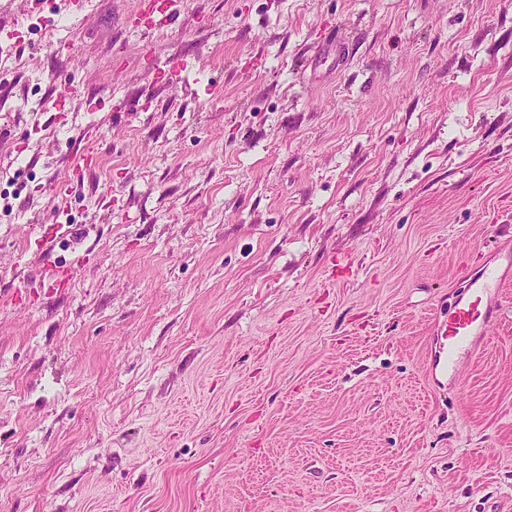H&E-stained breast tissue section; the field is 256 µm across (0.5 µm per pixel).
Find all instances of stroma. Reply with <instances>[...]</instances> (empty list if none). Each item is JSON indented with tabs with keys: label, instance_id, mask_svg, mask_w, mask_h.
Wrapping results in <instances>:
<instances>
[{
	"label": "stroma",
	"instance_id": "1",
	"mask_svg": "<svg viewBox=\"0 0 512 512\" xmlns=\"http://www.w3.org/2000/svg\"><path fill=\"white\" fill-rule=\"evenodd\" d=\"M80 2L0 15V512H512V282L425 370L512 248V0ZM139 18L148 17L147 28L150 31L163 30L171 27L177 17V10L172 7L173 1L147 0L141 2ZM461 279L462 290L452 296L448 319L438 322L431 358L432 371L446 373L453 381L460 377L462 359L477 351L491 325L498 321L500 304L490 298L493 291L499 292L512 279V251H506L502 258L495 255L484 261L479 269L466 271Z\"/></svg>",
	"mask_w": 512,
	"mask_h": 512
}]
</instances>
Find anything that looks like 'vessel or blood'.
I'll return each instance as SVG.
<instances>
[{
  "instance_id": "b4317fda",
  "label": "vessel or blood",
  "mask_w": 512,
  "mask_h": 512,
  "mask_svg": "<svg viewBox=\"0 0 512 512\" xmlns=\"http://www.w3.org/2000/svg\"><path fill=\"white\" fill-rule=\"evenodd\" d=\"M140 13L147 16V28L151 31L171 27L177 17L171 0H144ZM509 281H512L511 250L463 274L462 288L448 305V317L436 329L432 371L446 373L453 381L459 378L463 358L477 351L499 318L500 305L492 301V292Z\"/></svg>"
}]
</instances>
